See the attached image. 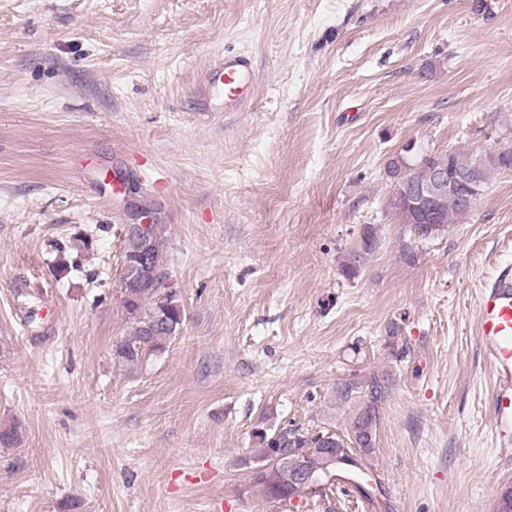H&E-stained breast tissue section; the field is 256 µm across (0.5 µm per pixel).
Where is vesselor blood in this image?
<instances>
[{
  "label": "vessel or blood",
  "instance_id": "obj_1",
  "mask_svg": "<svg viewBox=\"0 0 512 512\" xmlns=\"http://www.w3.org/2000/svg\"><path fill=\"white\" fill-rule=\"evenodd\" d=\"M205 79L223 88L224 109L239 111L254 91L249 58L224 55L214 60ZM475 336L493 372L491 429L496 447L512 448V267L499 268L483 287L477 304Z\"/></svg>",
  "mask_w": 512,
  "mask_h": 512
}]
</instances>
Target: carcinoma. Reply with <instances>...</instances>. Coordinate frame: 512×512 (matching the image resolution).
<instances>
[{
  "label": "carcinoma",
  "instance_id": "obj_1",
  "mask_svg": "<svg viewBox=\"0 0 512 512\" xmlns=\"http://www.w3.org/2000/svg\"><path fill=\"white\" fill-rule=\"evenodd\" d=\"M478 154L461 148L448 151L445 156L433 155L425 158L414 156L401 150L389 159L386 175L390 183L386 209L395 219L406 223L407 213L412 211L411 202L413 188L428 182L435 169L443 168L452 174L463 172L470 168ZM512 170V148L507 147L495 154L483 155L481 180L483 188H488L491 177L496 172ZM434 210L438 214L437 224H411L410 232L414 237L427 239L444 230V227L467 218L472 209L468 208L454 194H447L434 202ZM164 225L159 219H154L142 236L155 267V280L145 282L136 277L121 275L122 303L135 326L130 334L117 342L112 349V355L120 362L127 364L138 363L143 356L161 349L162 343L175 337L183 321V310L177 294L172 288H166L163 283L170 277L168 259L162 250L161 234ZM377 247V234L374 227L366 225L362 228L360 249L369 254ZM152 303L151 312H143L147 303ZM386 380L376 376L367 381L366 398L359 412L352 421V435L349 444L344 439L330 432L316 434L304 433L298 429L284 428L272 436H261L265 445L262 457L265 469L253 473L250 491L258 498L269 501H292L309 494L322 493L321 481L338 486L342 483H355L364 498L373 500L371 492L361 485L363 475L345 469L332 468L325 465L322 456L316 452L318 448L347 447L356 456L357 463L362 469L370 467L369 460L376 448V425L379 404L385 397ZM348 383L342 389V396L348 398L364 388ZM288 453L290 457H298L307 461L309 470L313 473V482L303 487L291 486L282 480L276 463V451Z\"/></svg>",
  "mask_w": 512,
  "mask_h": 512
}]
</instances>
